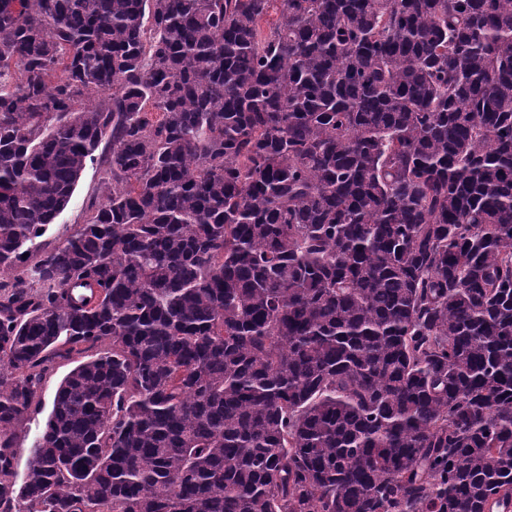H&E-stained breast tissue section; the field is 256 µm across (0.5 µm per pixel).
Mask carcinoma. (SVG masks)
Segmentation results:
<instances>
[{
    "mask_svg": "<svg viewBox=\"0 0 512 512\" xmlns=\"http://www.w3.org/2000/svg\"><path fill=\"white\" fill-rule=\"evenodd\" d=\"M18 268L0 512H512V0H0ZM105 198L104 169L99 160L88 162L67 208L56 218L37 242L53 247L84 223L91 203ZM86 358H75L71 361H63L55 367L54 371L48 374L41 387V401L35 413L29 416L26 422V428L17 448V473L19 479H22L26 473L29 447L33 440L39 436L45 426V422L52 409V401L56 389L64 376L73 369L78 362ZM25 435V437H23Z\"/></svg>",
    "mask_w": 512,
    "mask_h": 512,
    "instance_id": "cac0c4a2",
    "label": "carcinoma"
}]
</instances>
